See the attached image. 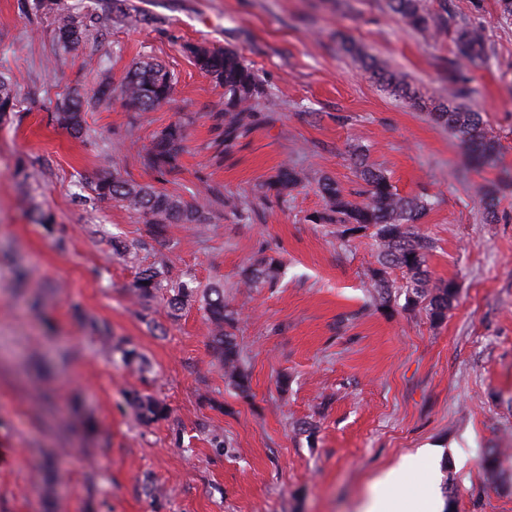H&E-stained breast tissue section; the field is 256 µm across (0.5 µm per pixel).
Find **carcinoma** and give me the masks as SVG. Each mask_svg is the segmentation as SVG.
<instances>
[{
    "mask_svg": "<svg viewBox=\"0 0 512 512\" xmlns=\"http://www.w3.org/2000/svg\"><path fill=\"white\" fill-rule=\"evenodd\" d=\"M389 12L427 39L438 41L451 36L455 45L454 58L448 60V84L453 87V99L435 103L430 117L448 127L476 161L492 164L500 152V143L487 128L480 113L470 110L461 100L470 96L469 69L488 66L494 57V49L486 29L469 22L455 19L448 0H439V8L433 9L425 0H385ZM39 7L56 13L55 38L59 45L71 47L88 36L89 24L77 16L58 11L55 0H40ZM347 53L362 59L365 69L381 86L398 96L415 100L416 91L397 71L381 64L378 59L363 51L354 42L345 44ZM195 64L216 85L224 88V148L234 146L239 134L250 125L256 107L264 96L263 86L254 72L232 49H216L204 45L188 47ZM176 78L163 64L152 59L142 60L128 70L120 82V91L126 103L138 112H153L172 100ZM112 104V84L100 83L90 90L76 92L57 105L54 120L71 133L91 139L92 130L86 125L84 112L92 105ZM16 97L9 81L0 76V121L7 120L15 111ZM185 125L177 122L161 130L152 140L144 156V164L161 174H171L179 169V159L187 145ZM355 166L362 181V188L354 193L346 190L331 177L317 183V191L325 202V208L310 217L314 224H336L340 236L346 238L368 236L379 250L378 264L373 276L380 298H391L388 270L398 268L405 273L402 285L407 303L427 304L431 317L442 320L456 297L453 282L442 287L432 285L427 267V255L431 249L428 239L418 230L417 224L432 209L434 201L419 196H402L396 192L384 170L368 163L366 153L355 149ZM302 181L301 173L294 167L284 166L273 182L278 194H284ZM91 194L102 200L135 211L145 217L148 233L157 239L165 235L167 224L178 221L183 224H205L202 212L151 184H140L126 178L114 168L112 173L88 185ZM480 206L485 219L497 218L499 196L492 190H478ZM280 274V265L273 260L261 259L243 270L242 282L248 288H260L273 283ZM137 297L150 301L161 294L173 317L179 316L186 307L197 303L203 309L210 325V346L214 358L224 368L235 389L244 393L249 390V378L243 370L242 351L233 333L237 312L224 301V285L216 283L201 286L187 274L173 281L169 277L168 264L163 258L142 268L132 285ZM88 326L104 335V341L123 364L137 365L146 371L145 356L124 342H112L107 328L93 319ZM129 402L136 418L144 425L159 422L169 416L167 404L156 397L138 391L130 393Z\"/></svg>",
    "mask_w": 512,
    "mask_h": 512,
    "instance_id": "cac0c4a2",
    "label": "carcinoma"
}]
</instances>
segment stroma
<instances>
[{
	"instance_id": "obj_1",
	"label": "stroma",
	"mask_w": 512,
	"mask_h": 512,
	"mask_svg": "<svg viewBox=\"0 0 512 512\" xmlns=\"http://www.w3.org/2000/svg\"><path fill=\"white\" fill-rule=\"evenodd\" d=\"M97 3L135 20L65 49L53 14L0 0V75L17 97L0 123V512H361L374 478L406 458L407 512H427L419 486L429 478L452 490L445 512H512V191L492 223L474 193L512 175V24L496 0H452L495 49L490 67L469 72V105L501 144L497 163L478 169L428 115V102L451 96L450 39H423L382 0H352L349 12L337 0ZM347 40L407 74L421 103L381 88ZM191 44L236 50L267 92L232 149L218 119L224 90ZM148 57L176 76L170 104L136 112L116 90L85 114L98 139L56 124L63 97L117 86ZM177 121L187 151L162 176L143 155ZM360 145L398 193L435 201L420 230L433 282L457 286L444 320L407 304L397 269L380 302L374 241L309 220L323 206L320 178L359 189ZM106 150L128 179L206 214L170 224L138 263L162 257L172 279L223 284L248 392L226 382L198 306L175 318L164 300L133 297L137 263L112 242L150 238L143 216L87 189L111 166ZM285 165L306 179L279 196L267 185ZM39 209L53 232L34 223ZM262 257L282 261L279 282L241 287ZM88 317L135 345L149 371L112 357ZM134 390L163 399L168 418L139 425ZM149 482L161 497L146 494Z\"/></svg>"
}]
</instances>
